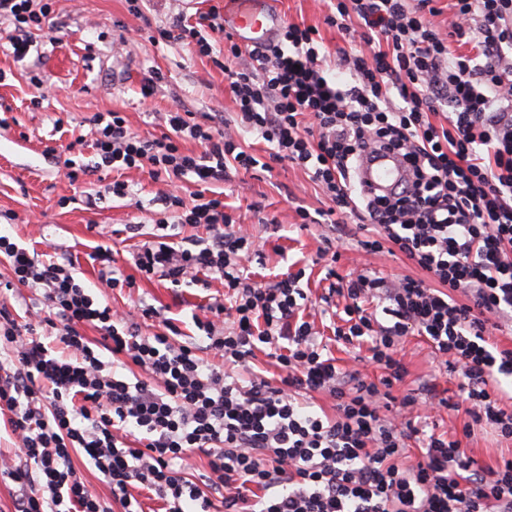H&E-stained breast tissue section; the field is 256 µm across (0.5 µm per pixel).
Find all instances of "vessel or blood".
<instances>
[{"mask_svg":"<svg viewBox=\"0 0 512 512\" xmlns=\"http://www.w3.org/2000/svg\"><path fill=\"white\" fill-rule=\"evenodd\" d=\"M224 28L244 48L273 41L283 24L274 0H224ZM408 176L402 158L382 154L361 167L359 182L366 191L386 193Z\"/></svg>","mask_w":512,"mask_h":512,"instance_id":"vessel-or-blood-1","label":"vessel or blood"}]
</instances>
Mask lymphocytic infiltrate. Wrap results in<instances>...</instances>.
I'll use <instances>...</instances> for the list:
<instances>
[{"label":"lymphocytic infiltrate","mask_w":512,"mask_h":512,"mask_svg":"<svg viewBox=\"0 0 512 512\" xmlns=\"http://www.w3.org/2000/svg\"><path fill=\"white\" fill-rule=\"evenodd\" d=\"M54 2L0 0L15 59L27 56ZM449 8L443 31L427 19L433 0H334L325 22L344 45L333 52L318 28L294 23L276 43L242 51L216 9L204 31L181 19L156 27L154 45L188 41L214 61L249 57L226 72L234 120L170 111L165 132L148 137L122 113L102 112L90 137L46 147L74 184L104 168L166 178L156 199L173 220L140 246L136 275L174 288L217 280L224 295L199 305L191 316L198 336L184 342L160 309L142 306L158 323L146 335L93 298L67 254L41 259L0 235V260L12 272L0 297L22 287L42 297L22 321L0 309V422L14 449L0 453V479L23 488L14 512H140L137 488L154 491L164 512H512V458L483 467L462 439L419 427L453 407L433 385L394 394L408 374L404 338L423 337L457 374L471 422L512 441L503 403L512 349L488 340L512 323V0H451ZM454 39L474 41V52L454 53ZM355 41L361 50L348 51ZM344 68L345 86L333 77ZM443 107L445 124H434ZM246 133L267 142V162L244 148ZM188 140L199 151L185 150ZM86 147L94 164H75L72 153ZM377 149L401 154L411 179L371 196L356 171ZM285 163L329 200L325 223L349 214L373 226L361 250H398L421 277L343 276L330 265L315 304L304 271L258 280L248 265L265 243L237 224L219 188L229 168ZM188 176L198 189L185 196L174 186ZM170 224L206 235L185 245L167 234ZM309 308L331 319L335 341L366 348L381 376L339 366L305 320ZM89 327L99 340H89ZM261 347L281 370L277 381L242 375ZM132 365L141 371L133 380L122 374ZM318 394L334 415L315 410ZM78 457L104 478L111 501L90 490ZM197 457L209 469L201 485L190 473Z\"/></svg>","instance_id":"1"}]
</instances>
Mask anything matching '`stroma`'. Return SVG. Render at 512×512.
Wrapping results in <instances>:
<instances>
[{"label": "stroma", "mask_w": 512, "mask_h": 512, "mask_svg": "<svg viewBox=\"0 0 512 512\" xmlns=\"http://www.w3.org/2000/svg\"><path fill=\"white\" fill-rule=\"evenodd\" d=\"M224 0H146L144 12L153 23L169 25L177 16L197 20L211 8L223 7ZM285 21L317 27L328 49H335L341 37L336 28L324 22L329 12L326 0H280ZM52 29L35 31L30 53L24 61H14L8 51V22L0 21V117L13 114L16 124L0 129V231L16 242L37 252L54 246L71 254L76 261L77 276L87 288L98 282L100 266L90 253L93 246H111L116 266L133 273L132 254L138 241L127 227L141 225L144 235L156 233V223L164 216L163 207L154 196L161 184L148 171H122L142 210L127 208L108 191L114 175L102 170L91 176L84 189L96 200L94 207L85 203L60 206L61 198H70L75 189L53 159L45 156L47 145L67 144L80 135H89L96 113H124L133 132L161 135L164 127L158 113L171 110L208 112L222 107L226 119H233L235 104L228 91L224 73L206 58L198 56L192 45L170 42L152 45L135 36L139 19L130 15L125 0H57ZM132 34L123 52L112 49L121 27ZM164 75L153 96L142 98L140 87L150 69ZM43 81L46 99L42 107L30 104L36 90L31 75ZM64 118L63 129H55L57 118ZM224 200L237 222L248 225L266 242L259 263L252 270L265 279L305 267L308 295L319 299L328 283L324 279L325 261L319 256L324 237L340 236V229L325 224L301 226L297 206L308 210L326 208L327 202L299 168L275 165L272 172L253 170L232 173L224 184ZM15 220H6V213ZM268 223H259L260 215ZM372 268L392 278L398 275L419 276V269L402 254L386 252L367 255L357 247L347 246L336 263L339 274H358ZM220 281L209 286L193 285L176 290L166 282L137 278L133 288L114 290L100 298L131 319H139L141 304L163 310L184 334L195 335L192 312L204 297L222 295ZM405 361L409 374L406 388L424 382L436 383L439 389L456 395L453 375L447 374L429 345L418 336L404 340ZM466 445L480 465L493 466L512 457V441L501 439L489 426L474 427Z\"/></svg>", "instance_id": "1"}]
</instances>
